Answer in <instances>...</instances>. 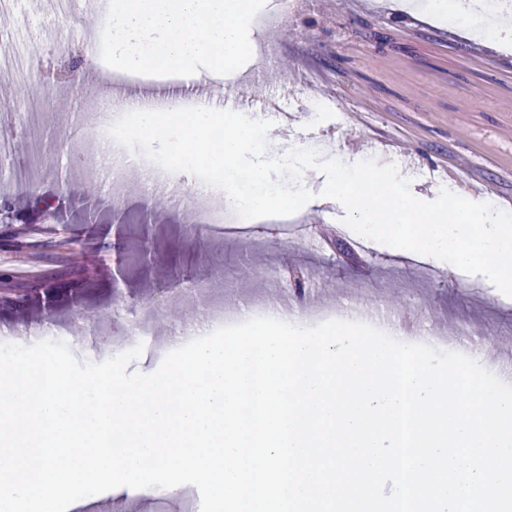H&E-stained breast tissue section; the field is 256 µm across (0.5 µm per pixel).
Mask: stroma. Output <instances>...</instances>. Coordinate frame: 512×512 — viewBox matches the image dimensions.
Instances as JSON below:
<instances>
[{
    "instance_id": "obj_1",
    "label": "stroma",
    "mask_w": 512,
    "mask_h": 512,
    "mask_svg": "<svg viewBox=\"0 0 512 512\" xmlns=\"http://www.w3.org/2000/svg\"><path fill=\"white\" fill-rule=\"evenodd\" d=\"M402 3L299 0L297 12L249 32L250 41L274 47L270 64L248 61L231 79L205 69L190 76L130 72L118 87L100 80L107 69L100 42H87L68 18L50 16L64 40L43 51L40 31L26 23L41 16V0H26L22 15L0 12V48H13L31 74L23 82L0 73V104L47 103L46 111L15 120L16 161L35 168L34 180L0 181V341L31 345L68 321L79 360L96 362L106 332L128 326L141 309H151L155 335L168 338L197 322L208 302L289 290L293 267L307 281L288 299L294 314L362 298L375 306V319L392 318L404 336L425 327L448 336L464 329L476 356L512 336V297L474 289L444 263L423 280L415 261L376 241L361 251L342 222V205L302 207L311 239L261 231L248 240L220 224H199L200 204L161 205L137 177L116 194L99 188L93 170L105 160L72 136L79 118L104 99L120 105L159 90L176 99L208 92L214 108L270 120L268 145L278 151L313 145L346 163L372 157L396 164L420 200L445 188L469 200L492 196L497 208L512 211V34L473 41L457 21L431 25ZM59 148L70 161L48 165L46 155ZM193 224L199 230L192 234ZM145 238L165 267L134 260ZM65 239L86 245L99 269L75 288ZM32 281L48 285L49 297L23 295Z\"/></svg>"
}]
</instances>
